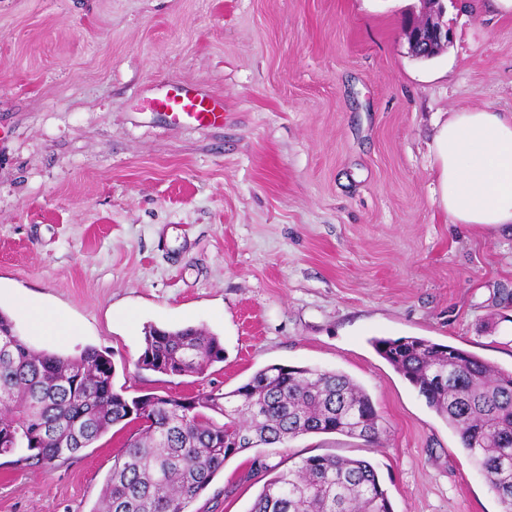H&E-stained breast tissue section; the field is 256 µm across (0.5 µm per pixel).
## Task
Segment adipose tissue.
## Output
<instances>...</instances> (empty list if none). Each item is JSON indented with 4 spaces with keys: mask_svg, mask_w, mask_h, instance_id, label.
Instances as JSON below:
<instances>
[{
    "mask_svg": "<svg viewBox=\"0 0 512 512\" xmlns=\"http://www.w3.org/2000/svg\"><path fill=\"white\" fill-rule=\"evenodd\" d=\"M440 203L452 223L512 225V113L461 109L435 135ZM18 310L40 334L72 335L76 327L21 296Z\"/></svg>",
    "mask_w": 512,
    "mask_h": 512,
    "instance_id": "adipose-tissue-1",
    "label": "adipose tissue"
}]
</instances>
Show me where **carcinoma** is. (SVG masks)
<instances>
[{
	"mask_svg": "<svg viewBox=\"0 0 512 512\" xmlns=\"http://www.w3.org/2000/svg\"><path fill=\"white\" fill-rule=\"evenodd\" d=\"M377 353L416 388L460 439L512 512V371L452 345L408 336L377 339ZM224 360L203 327L144 332L138 367L201 374ZM109 355L36 351L0 311V456L52 468L77 457L113 427L141 420L112 457L93 512H191L243 448L337 433L378 441L382 417L348 375L308 366H266L230 392L128 398L115 389ZM245 447H234L239 436ZM249 512H392L364 459L311 455L266 481Z\"/></svg>",
	"mask_w": 512,
	"mask_h": 512,
	"instance_id": "obj_1",
	"label": "carcinoma"
}]
</instances>
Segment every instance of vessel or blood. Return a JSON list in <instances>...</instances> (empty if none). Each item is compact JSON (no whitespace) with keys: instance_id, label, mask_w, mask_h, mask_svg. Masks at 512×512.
<instances>
[{"instance_id":"vessel-or-blood-1","label":"vessel or blood","mask_w":512,"mask_h":512,"mask_svg":"<svg viewBox=\"0 0 512 512\" xmlns=\"http://www.w3.org/2000/svg\"><path fill=\"white\" fill-rule=\"evenodd\" d=\"M154 104L158 109L169 112L176 121L188 119L201 125H210L224 118L221 100L192 84L170 83L161 86Z\"/></svg>"}]
</instances>
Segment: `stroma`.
Listing matches in <instances>:
<instances>
[{"mask_svg": "<svg viewBox=\"0 0 512 512\" xmlns=\"http://www.w3.org/2000/svg\"><path fill=\"white\" fill-rule=\"evenodd\" d=\"M421 0H0V312L38 350L111 354L126 396L231 391L271 364L341 371L379 444L311 434L229 458L198 512H249L272 472L368 460L393 512H502L458 436L376 352L417 336L512 369V227L447 220L434 135L512 113V19L446 0L449 44L412 56ZM167 82L224 102L174 122ZM28 296L79 328L37 336ZM202 326L223 361L137 369L146 326ZM126 432L51 469L0 456V512H93Z\"/></svg>", "mask_w": 512, "mask_h": 512, "instance_id": "obj_1", "label": "stroma"}]
</instances>
